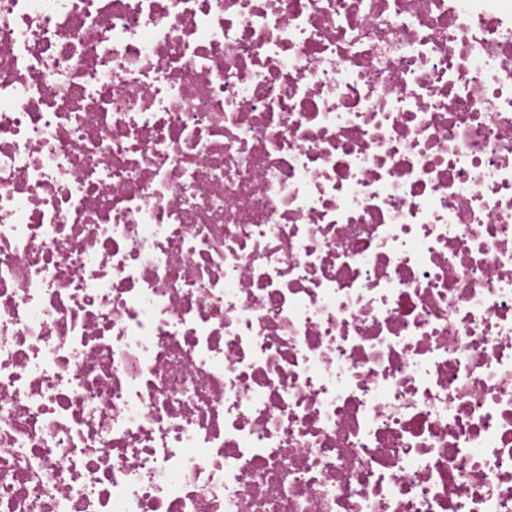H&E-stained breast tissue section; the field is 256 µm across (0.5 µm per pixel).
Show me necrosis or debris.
Returning a JSON list of instances; mask_svg holds the SVG:
<instances>
[{
    "label": "necrosis or debris",
    "mask_w": 512,
    "mask_h": 512,
    "mask_svg": "<svg viewBox=\"0 0 512 512\" xmlns=\"http://www.w3.org/2000/svg\"><path fill=\"white\" fill-rule=\"evenodd\" d=\"M0 512H512V0H0Z\"/></svg>",
    "instance_id": "obj_1"
}]
</instances>
